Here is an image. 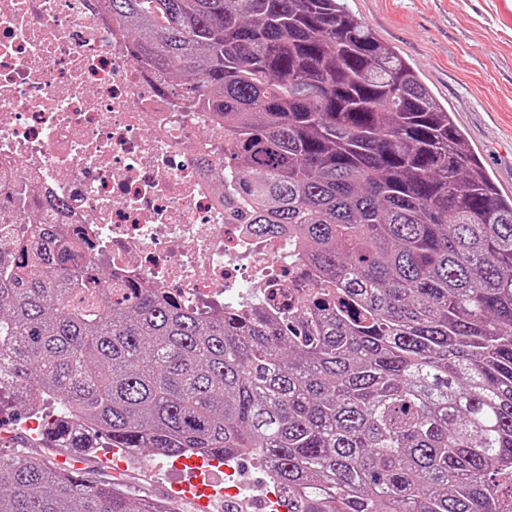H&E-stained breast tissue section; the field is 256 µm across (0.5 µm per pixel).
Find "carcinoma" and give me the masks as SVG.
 Segmentation results:
<instances>
[{
  "mask_svg": "<svg viewBox=\"0 0 512 512\" xmlns=\"http://www.w3.org/2000/svg\"><path fill=\"white\" fill-rule=\"evenodd\" d=\"M224 127L260 230L320 274L301 322L203 318L48 228L0 250V390L60 448L258 453L286 512H512V195L344 0H101ZM0 512H172L20 451Z\"/></svg>",
  "mask_w": 512,
  "mask_h": 512,
  "instance_id": "1",
  "label": "carcinoma"
}]
</instances>
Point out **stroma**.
Masks as SVG:
<instances>
[{
	"label": "stroma",
	"instance_id": "1",
	"mask_svg": "<svg viewBox=\"0 0 512 512\" xmlns=\"http://www.w3.org/2000/svg\"><path fill=\"white\" fill-rule=\"evenodd\" d=\"M347 6L418 69L489 176L512 194V0H347ZM29 417L16 402L0 401V444H18L30 455L54 461L55 444L29 429ZM84 460L93 477L120 479L135 497L169 499L182 477L169 458L147 450L125 455L119 467L108 448L94 449ZM235 466L251 489L237 505L245 512H269L264 468L251 458Z\"/></svg>",
	"mask_w": 512,
	"mask_h": 512
}]
</instances>
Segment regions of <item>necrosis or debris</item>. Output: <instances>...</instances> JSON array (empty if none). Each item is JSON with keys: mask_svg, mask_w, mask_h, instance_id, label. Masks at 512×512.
<instances>
[{"mask_svg": "<svg viewBox=\"0 0 512 512\" xmlns=\"http://www.w3.org/2000/svg\"><path fill=\"white\" fill-rule=\"evenodd\" d=\"M223 166L212 113L162 89L99 0H0L1 246L52 220L114 282L208 317L285 313L318 273L293 235L248 231Z\"/></svg>", "mask_w": 512, "mask_h": 512, "instance_id": "obj_1", "label": "necrosis or debris"}]
</instances>
